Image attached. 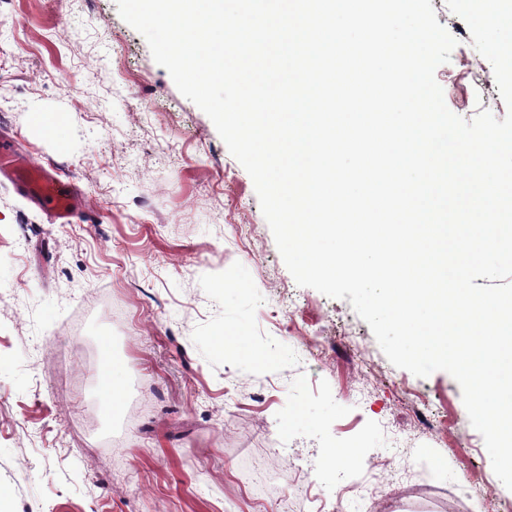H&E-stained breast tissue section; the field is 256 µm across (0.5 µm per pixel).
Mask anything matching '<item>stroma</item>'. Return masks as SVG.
I'll list each match as a JSON object with an SVG mask.
<instances>
[{
	"mask_svg": "<svg viewBox=\"0 0 512 512\" xmlns=\"http://www.w3.org/2000/svg\"><path fill=\"white\" fill-rule=\"evenodd\" d=\"M431 4L457 41L447 107L504 118L466 23ZM0 131L96 212L50 223L0 177L8 512H512L457 381L393 366L349 300L296 284L250 175L116 0H0ZM238 329L264 362L216 349ZM105 337L126 379L109 420ZM351 445L361 463L320 468Z\"/></svg>",
	"mask_w": 512,
	"mask_h": 512,
	"instance_id": "35a3bbf8",
	"label": "stroma"
}]
</instances>
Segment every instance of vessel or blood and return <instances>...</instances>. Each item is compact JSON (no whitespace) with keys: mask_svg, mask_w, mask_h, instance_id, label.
<instances>
[{"mask_svg":"<svg viewBox=\"0 0 512 512\" xmlns=\"http://www.w3.org/2000/svg\"><path fill=\"white\" fill-rule=\"evenodd\" d=\"M0 176L12 180L28 199L50 213L53 220L69 223L81 202L70 181L35 166L17 153L11 137L0 135Z\"/></svg>","mask_w":512,"mask_h":512,"instance_id":"vessel-or-blood-1","label":"vessel or blood"}]
</instances>
